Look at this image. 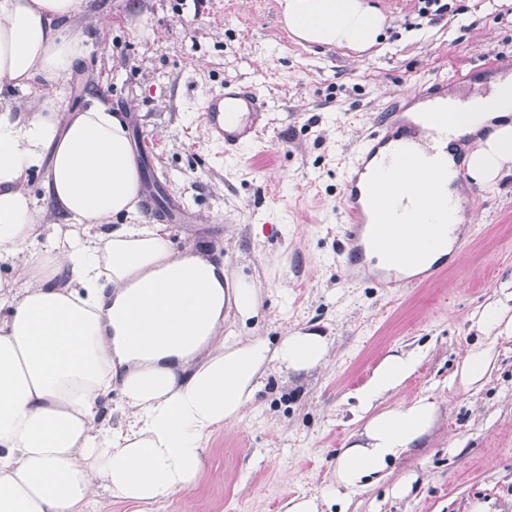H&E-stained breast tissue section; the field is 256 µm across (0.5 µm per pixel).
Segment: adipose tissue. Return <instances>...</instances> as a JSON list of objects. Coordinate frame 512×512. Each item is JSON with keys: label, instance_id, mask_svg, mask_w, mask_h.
Instances as JSON below:
<instances>
[{"label": "adipose tissue", "instance_id": "1", "mask_svg": "<svg viewBox=\"0 0 512 512\" xmlns=\"http://www.w3.org/2000/svg\"><path fill=\"white\" fill-rule=\"evenodd\" d=\"M88 0H0V92L51 85L89 51L65 23ZM299 42L373 46L384 16L364 0H280ZM471 136L466 172L493 184L512 174V75L486 97L463 102L435 128L441 141ZM47 167L43 203L25 183ZM419 192L412 224L377 212L390 243L422 252L404 273L451 253L460 189L433 172L406 170ZM142 174L128 126L97 102L60 116L54 103L0 105V258L18 272L0 279V512H105L101 493L136 504L164 500L199 478L215 429L251 409L266 369L300 374L321 364L325 335L293 331L278 345L241 336L257 318L259 284L229 277L223 259L174 250L158 224L138 223ZM56 221L44 223V213ZM484 343L461 362L464 383L482 380L500 338L512 337V288L471 316ZM414 354L392 352L359 396L367 420L337 455L335 483L353 492L377 484L434 427L438 405L419 397L377 402L415 370ZM118 390L122 421L100 419Z\"/></svg>", "mask_w": 512, "mask_h": 512}]
</instances>
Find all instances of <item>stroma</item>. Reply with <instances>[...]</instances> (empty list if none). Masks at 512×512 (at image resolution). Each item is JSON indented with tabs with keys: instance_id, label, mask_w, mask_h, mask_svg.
<instances>
[{
	"instance_id": "obj_1",
	"label": "stroma",
	"mask_w": 512,
	"mask_h": 512,
	"mask_svg": "<svg viewBox=\"0 0 512 512\" xmlns=\"http://www.w3.org/2000/svg\"><path fill=\"white\" fill-rule=\"evenodd\" d=\"M448 2L422 20L417 0H367L387 26L358 52L299 43L279 0H89L71 23L90 37L89 55L53 88L16 91L63 114L99 101L125 116L144 183L192 215L167 224L173 248L218 252L260 281L256 332L269 345L294 330L329 339L309 373L269 368L254 408L211 435L197 482L150 512H284L291 497L326 495L338 449L363 427L357 396L397 349L419 362L383 405L431 396L436 424L378 485L327 512H471L477 501L512 512V340L497 344L479 383L456 372L480 341L471 315L512 278V180L468 183L471 244L429 284L388 297L371 276L350 280L337 251L344 167L376 114L454 65L488 81L485 62L512 58V13L492 0ZM236 79L274 110L259 139L227 157L198 115L211 87ZM411 474V491L393 495Z\"/></svg>"
}]
</instances>
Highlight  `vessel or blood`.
Segmentation results:
<instances>
[{"mask_svg": "<svg viewBox=\"0 0 512 512\" xmlns=\"http://www.w3.org/2000/svg\"><path fill=\"white\" fill-rule=\"evenodd\" d=\"M471 78L470 70L459 68L452 75L418 82L405 101L410 105H426L433 120H446L449 87L466 85ZM271 109L266 96L254 84L232 80L207 94L200 121L209 140L225 155L234 156L267 126ZM417 134V127L404 119L400 108L381 113L343 175V235L339 247L349 272L359 271L366 258L370 245L366 234L370 207L387 197L392 199L394 209L403 205L402 190L383 186L380 176L400 169L408 159L406 147Z\"/></svg>", "mask_w": 512, "mask_h": 512, "instance_id": "b4317fda", "label": "vessel or blood"}]
</instances>
